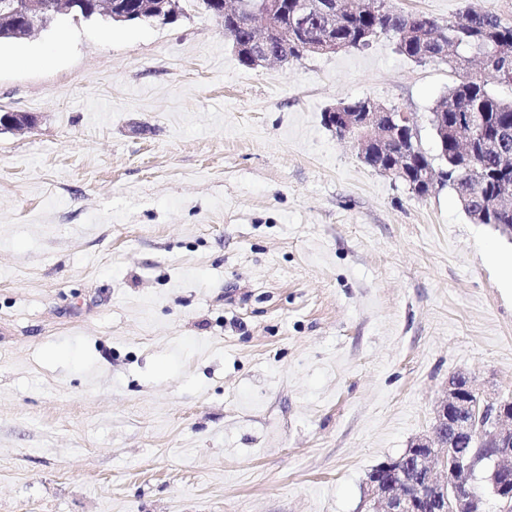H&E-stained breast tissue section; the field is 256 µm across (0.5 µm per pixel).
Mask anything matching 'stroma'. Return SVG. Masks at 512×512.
I'll use <instances>...</instances> for the list:
<instances>
[{
	"instance_id": "35a3bbf8",
	"label": "stroma",
	"mask_w": 512,
	"mask_h": 512,
	"mask_svg": "<svg viewBox=\"0 0 512 512\" xmlns=\"http://www.w3.org/2000/svg\"><path fill=\"white\" fill-rule=\"evenodd\" d=\"M181 7L0 47V109L35 120L0 128V512H367L450 375L512 397V239L323 113L373 98L433 155L456 76L386 37L249 69Z\"/></svg>"
}]
</instances>
